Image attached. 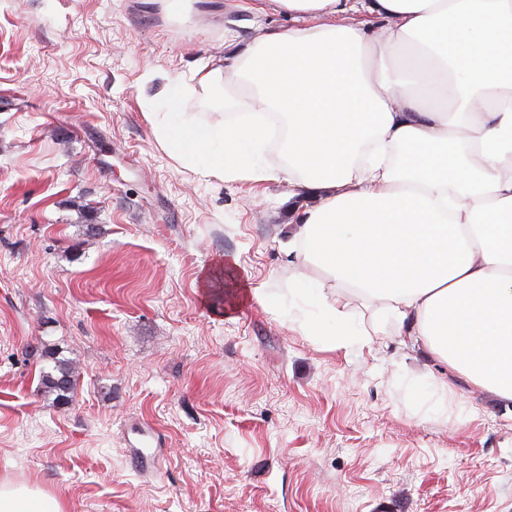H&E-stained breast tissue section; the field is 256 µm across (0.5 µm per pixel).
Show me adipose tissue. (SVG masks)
I'll list each match as a JSON object with an SVG mask.
<instances>
[{"instance_id":"adipose-tissue-1","label":"adipose tissue","mask_w":512,"mask_h":512,"mask_svg":"<svg viewBox=\"0 0 512 512\" xmlns=\"http://www.w3.org/2000/svg\"><path fill=\"white\" fill-rule=\"evenodd\" d=\"M295 24L176 85L157 140L224 180L287 183L290 290L302 324L347 346L353 298H376L421 355L512 404V0H236ZM196 99L210 121L185 120ZM284 161L264 154L273 128ZM0 512H62L0 483Z\"/></svg>"}]
</instances>
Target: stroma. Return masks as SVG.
Instances as JSON below:
<instances>
[{"label":"stroma","instance_id":"35a3bbf8","mask_svg":"<svg viewBox=\"0 0 512 512\" xmlns=\"http://www.w3.org/2000/svg\"><path fill=\"white\" fill-rule=\"evenodd\" d=\"M288 16L194 0H0V482L63 512H512V406L400 344L300 327L284 183L185 169L154 113ZM260 296H253V289ZM76 360L68 405L46 353ZM146 423L159 468L129 461Z\"/></svg>","mask_w":512,"mask_h":512}]
</instances>
